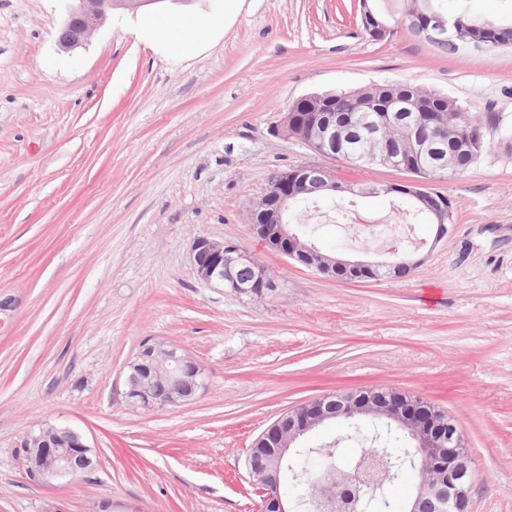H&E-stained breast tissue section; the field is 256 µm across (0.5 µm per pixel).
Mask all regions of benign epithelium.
Segmentation results:
<instances>
[{
    "instance_id": "benign-epithelium-1",
    "label": "benign epithelium",
    "mask_w": 512,
    "mask_h": 512,
    "mask_svg": "<svg viewBox=\"0 0 512 512\" xmlns=\"http://www.w3.org/2000/svg\"><path fill=\"white\" fill-rule=\"evenodd\" d=\"M150 2L68 0L63 27L70 31L71 38L61 46L70 48L88 40L104 27L114 10L135 11ZM420 33L433 43L450 37L474 47L485 45V42L467 36L460 22L438 14L423 15ZM397 107L401 114L376 126L375 132H380L393 122L412 132L414 124L411 123V113L418 111L417 106L405 100ZM296 123L301 126L302 132L295 139L319 156L331 160L341 157L344 135L355 130V124L350 120L344 126H339L336 115L330 110L309 112ZM367 162L395 170L399 168V161L382 148L370 152ZM312 171H319L328 179L336 180L335 170L327 165L304 164L294 167L291 178L277 182L276 190L264 193L252 204L249 219L253 223L254 233L273 250L324 275L362 279L377 273L380 268L378 264L339 259L319 252L314 246L300 243L288 225L284 224L283 214L288 210V203L305 193L308 175ZM432 181V177H414L403 183H390L384 189L400 188L409 197L423 202ZM191 260L197 278L210 288H228L239 295L260 297L272 294L277 289L263 265L222 241L197 238L192 245ZM241 266L248 267L252 272L248 283L239 278L238 268ZM172 378L180 379L181 385L164 392L158 400L150 397V387ZM204 387L202 367L192 356L173 344L158 342L145 345L127 365L125 398L134 408L152 410L180 406L193 400ZM363 417L386 420L391 428L405 434L412 442L410 459L416 464L419 479L414 485L415 496L405 504L404 512H416V505L426 497L434 500L436 512H470L471 459L454 418L450 415L442 418L440 411L428 409L416 398L380 387L325 394L310 399L288 409L260 435L257 444L266 456L267 467L264 470H250L252 484L261 497L260 512H291L288 498L273 493L268 483L270 475L284 470L293 445L301 437L334 418L356 421ZM57 430V425L47 424L27 437L24 448L27 449L30 473L48 479L75 475L92 468L93 450L81 434L69 428L67 439L62 440ZM358 461L363 464L358 483L365 489L375 488L383 479L391 476L389 460L374 450L360 455ZM343 478L344 474L335 464L329 465L316 477L313 497L323 512H341L336 486Z\"/></svg>"
}]
</instances>
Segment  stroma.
Instances as JSON below:
<instances>
[{
    "label": "stroma",
    "instance_id": "stroma-1",
    "mask_svg": "<svg viewBox=\"0 0 512 512\" xmlns=\"http://www.w3.org/2000/svg\"><path fill=\"white\" fill-rule=\"evenodd\" d=\"M224 2L117 10L65 50L61 0H0V512H258L247 458L261 433L289 407L374 386L451 414L471 512H512V156L495 144L435 181L452 220L441 239L413 225L404 277L320 274L248 219L274 174L320 160L278 132L300 97L402 81L512 123V46L451 55L404 24L376 42L359 0ZM152 17L171 21L163 42L142 31ZM397 208L341 194L304 221L318 248L385 262L360 227ZM202 236L255 256L276 292L202 283ZM149 340L201 365L194 400L127 405L126 365ZM47 423L80 431L94 467L32 477L23 441Z\"/></svg>",
    "mask_w": 512,
    "mask_h": 512
}]
</instances>
